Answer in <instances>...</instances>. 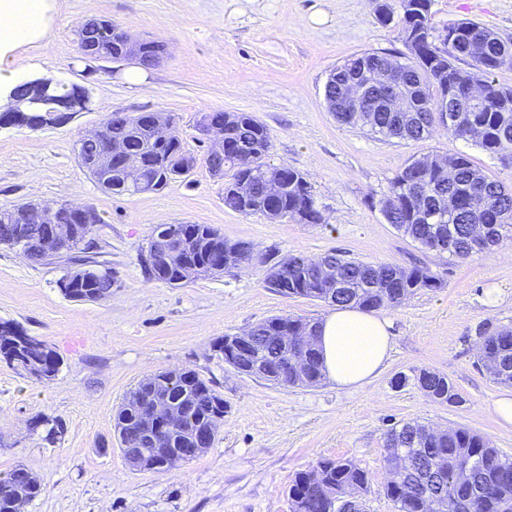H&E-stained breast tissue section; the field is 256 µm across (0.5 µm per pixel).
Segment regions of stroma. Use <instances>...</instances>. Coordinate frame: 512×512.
<instances>
[{
  "mask_svg": "<svg viewBox=\"0 0 512 512\" xmlns=\"http://www.w3.org/2000/svg\"><path fill=\"white\" fill-rule=\"evenodd\" d=\"M48 29L0 52V73L37 75L85 87L90 103L61 126H0V210L25 203L94 208L101 222L90 258L116 285L97 302L66 297L65 262H31L0 246V321L53 350L48 382L0 361V476L22 465L45 486L25 512H291L296 473L321 458H347L369 477L363 512H396L385 494L386 434L418 421L464 427L512 457V429L493 403L506 388L478 361L476 329L512 326V242L461 261L402 236L371 207V196L414 157L468 155L506 187L512 166L479 147L438 133L424 141L384 140L339 124L324 85L333 67L366 50H399L394 26L375 18L374 0H47ZM438 28L463 18L512 40V0H434ZM108 19L133 38L161 43L153 68L80 59L76 30ZM173 115L196 159L187 179L161 190L117 195L78 163L75 144L112 113ZM204 112H248L270 131V161L307 174L323 214L319 224L271 221L224 207V182L206 164ZM212 225L225 240L246 241L245 269L174 287L150 278L141 262L158 224ZM318 258L335 251L368 262L420 265L443 285L396 308L377 309L392 324L393 350L382 373L353 390L328 381L283 387L237 373L214 344L273 316L319 320L326 304L285 297L264 284L268 249ZM195 370L224 399V422L211 448L164 472L131 470L120 452L114 415L144 378ZM444 374L462 398L440 404L415 380ZM60 420L55 442L33 419Z\"/></svg>",
  "mask_w": 512,
  "mask_h": 512,
  "instance_id": "stroma-1",
  "label": "stroma"
}]
</instances>
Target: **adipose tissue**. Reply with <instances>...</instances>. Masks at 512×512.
Returning <instances> with one entry per match:
<instances>
[{"label":"adipose tissue","mask_w":512,"mask_h":512,"mask_svg":"<svg viewBox=\"0 0 512 512\" xmlns=\"http://www.w3.org/2000/svg\"><path fill=\"white\" fill-rule=\"evenodd\" d=\"M43 0H0V48L31 42L42 26ZM388 320L358 308H338L318 326L317 349L325 379L360 388L377 377L392 349Z\"/></svg>","instance_id":"obj_1"}]
</instances>
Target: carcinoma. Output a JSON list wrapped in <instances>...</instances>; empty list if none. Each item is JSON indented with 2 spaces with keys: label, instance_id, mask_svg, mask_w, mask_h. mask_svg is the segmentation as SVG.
Returning <instances> with one entry per match:
<instances>
[{
  "label": "carcinoma",
  "instance_id": "carcinoma-1",
  "mask_svg": "<svg viewBox=\"0 0 512 512\" xmlns=\"http://www.w3.org/2000/svg\"><path fill=\"white\" fill-rule=\"evenodd\" d=\"M433 0H378L376 19L400 30L404 53L366 51L334 67L324 88L327 108L345 126L362 129L384 139L421 141L442 131L455 140L474 143L489 156L512 165V87L496 79L499 70L512 66V44L501 40L488 26L463 19L437 33L433 22ZM129 35L107 20L86 22L79 28L80 43L92 47L99 59L119 61L125 57ZM469 58L480 77L455 62ZM389 70L405 89L396 105L383 99L384 87L370 88L368 81ZM362 88L363 98L346 108L347 90L353 83ZM53 108L69 114L81 104V88L61 83L55 86ZM222 127L224 157L208 164L211 173L225 168L224 207L245 216L293 219L300 224H320L318 208L307 175L284 164L269 163L272 138L266 126L248 112H212ZM31 128L53 126L45 112L16 121L12 113L1 112L0 120ZM109 136L126 147L130 159L141 164L143 186L128 182V172L112 164L111 173L90 172L106 190L114 194L157 191L169 181L185 178L194 169L195 157L188 154L177 134L159 140L143 113L126 114L120 120H106ZM252 184V192L242 196L237 185ZM278 185L274 197L267 185ZM387 223L427 250L446 252L465 260L474 254V231L484 230L486 249L512 239V191L476 167L462 154L427 155L413 158L390 180L387 192L378 199ZM183 232V249L169 262L154 265L147 256L142 262L149 274L165 284L183 283V270L197 267L208 272L219 262H227L241 243L224 240L208 224L178 223ZM33 233L64 236L62 249L55 253L34 252L29 260L43 263L64 258L75 268L60 280L62 292L78 301H96L112 294L115 279L108 272L88 267L81 253L94 231L92 224H73L67 217L58 224H33ZM288 261L285 284L269 277L267 287L286 296L307 297L331 306H358L363 309L400 306L420 289L443 287L441 280L424 268H405L393 262H367L329 252L312 261L301 254L287 258L275 251L266 261L278 266ZM318 322L302 317H272L250 329L253 354L268 364L295 355L289 340ZM479 360L496 382L512 385V327L485 328L480 332ZM0 357L35 380H52L58 371L56 355L38 340L0 322ZM308 372L304 384L314 386L323 379L318 350H307ZM419 386L430 389L432 400L458 404L459 394L448 378L422 370ZM156 393L174 403L180 424L167 432V447L189 448L195 435H204L212 446L224 421V398L191 370H169L156 374ZM115 422L121 441L141 448L153 447L147 435L140 407L127 399L117 410ZM401 450L385 457L399 469L386 484L385 494L397 512H512V459L500 454L489 441L465 428L436 432L432 427L406 422L386 434V447ZM322 484H334L356 494L368 491L365 472L349 459L319 460L309 470L295 475L288 493H301L308 500V512H329L331 503L319 495ZM23 487L29 500L43 487L30 470L16 467L0 477V512H12L11 492Z\"/></svg>",
  "mask_w": 512,
  "mask_h": 512
}]
</instances>
